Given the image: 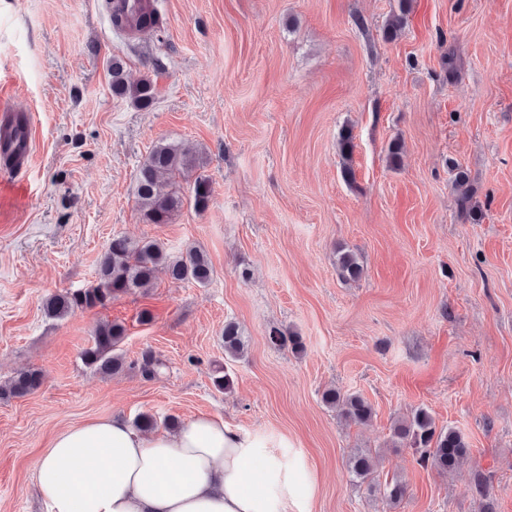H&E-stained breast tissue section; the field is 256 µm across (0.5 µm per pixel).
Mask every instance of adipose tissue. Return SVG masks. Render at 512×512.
<instances>
[{
	"mask_svg": "<svg viewBox=\"0 0 512 512\" xmlns=\"http://www.w3.org/2000/svg\"><path fill=\"white\" fill-rule=\"evenodd\" d=\"M301 470L269 437L218 417L154 433L99 417L51 438L36 485L47 512H310Z\"/></svg>",
	"mask_w": 512,
	"mask_h": 512,
	"instance_id": "adipose-tissue-1",
	"label": "adipose tissue"
}]
</instances>
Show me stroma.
I'll list each match as a JSON object with an SVG mask.
<instances>
[{"label":"stroma","mask_w":512,"mask_h":512,"mask_svg":"<svg viewBox=\"0 0 512 512\" xmlns=\"http://www.w3.org/2000/svg\"><path fill=\"white\" fill-rule=\"evenodd\" d=\"M106 3L0 0V109L32 121L31 162L0 169L16 189L0 202V385L43 375L0 399V512H46L36 470L62 426L142 412L287 440L315 484L311 512H512V0H409L393 40L395 0H157L163 31L139 37L113 29ZM115 58L127 82L152 80V108L113 94ZM161 141L203 151L212 199L145 224L135 176ZM457 165L481 223L458 218ZM116 235L200 247L213 278L161 271L108 307L49 318L47 298L92 284ZM340 247L360 279L341 278ZM106 321L126 327L114 375L81 359ZM229 321L245 351L228 361ZM274 326L300 350L273 345ZM148 348L164 363L153 379L138 368ZM334 388L364 397L371 421L325 405ZM419 407L465 435L461 468L394 445L393 423ZM360 448L378 456L376 482L406 484L400 503L352 480ZM408 6L406 0H398V10H392L384 27V37L388 40L397 38L407 24ZM336 265L341 277L346 280L359 279L364 272L356 255L343 247L336 251ZM42 383L39 370L20 372L5 385H0V398L23 397L35 391Z\"/></svg>","instance_id":"1"}]
</instances>
